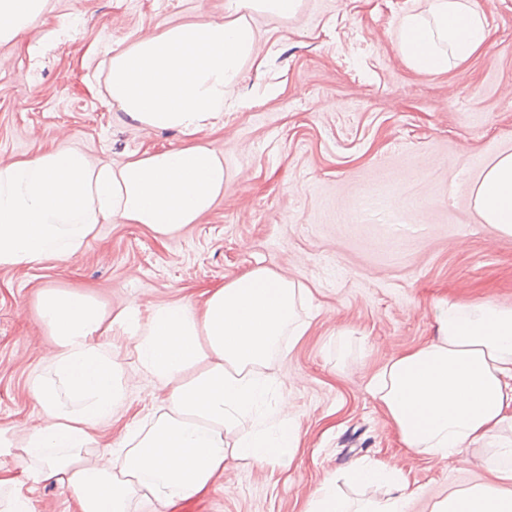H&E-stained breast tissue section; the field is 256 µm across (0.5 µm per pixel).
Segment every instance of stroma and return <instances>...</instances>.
<instances>
[{
  "label": "stroma",
  "mask_w": 512,
  "mask_h": 512,
  "mask_svg": "<svg viewBox=\"0 0 512 512\" xmlns=\"http://www.w3.org/2000/svg\"><path fill=\"white\" fill-rule=\"evenodd\" d=\"M485 46L447 72L413 69L399 50L403 15L425 0H302L287 21L258 16L262 67L245 65L224 95V125L199 133L234 175L198 223L164 238L139 224H102L67 260L0 267V429L38 427L29 384L54 349L37 315L46 288L90 292L107 310L192 297L264 266L312 293L306 336L274 356L301 432L289 470L230 462L178 512H309L324 484L355 502L385 487L342 483L351 465L401 469L407 512L493 482L486 448L437 460L408 452L367 390L392 356L431 340L443 299L512 308V236L474 206L483 172L512 153V0H475ZM224 0H49L41 19L0 45V166L51 148L115 165L176 147V131L137 126L103 100L93 77L110 48L199 15ZM65 29L64 43L46 32ZM123 364L127 402L99 431L115 444L165 395L136 369L133 343L104 336ZM32 512H77L52 480L16 474Z\"/></svg>",
  "instance_id": "1"
}]
</instances>
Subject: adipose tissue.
<instances>
[{
  "mask_svg": "<svg viewBox=\"0 0 512 512\" xmlns=\"http://www.w3.org/2000/svg\"><path fill=\"white\" fill-rule=\"evenodd\" d=\"M427 15H406L399 46L417 71L438 74L487 40L472 0H426ZM48 0H0V44L42 16ZM301 0H225L220 19L199 17L109 51L96 70L107 103L134 124L175 130L189 144L146 151L120 165L75 149H55L0 166V266L65 260L82 252L101 224H139L165 237L198 223L233 181L224 154L197 141L224 123V93L246 63L258 60L254 15L293 17ZM485 223L512 235V154L486 170L474 194ZM311 292L256 267L190 299L135 305L108 314L93 296L43 289L38 316L55 349L32 381L40 427L0 446V486L15 467L70 490L80 512H129L139 497L174 512L206 491L227 462L290 468L300 433L286 413L284 383L267 371L283 338L300 339L310 323L300 311ZM133 341L138 368L168 391L149 424L136 427L106 463L89 462L98 430L125 404L123 366L96 343L103 330ZM367 389L405 448L446 459L466 446L495 451L494 480L437 500L432 512H512V308L482 300L441 301L437 334L381 365ZM358 485L389 483L390 496L350 505L331 487L311 512H405L409 497L397 470L351 466Z\"/></svg>",
  "mask_w": 512,
  "mask_h": 512,
  "instance_id": "ef3b65f1",
  "label": "adipose tissue"
}]
</instances>
